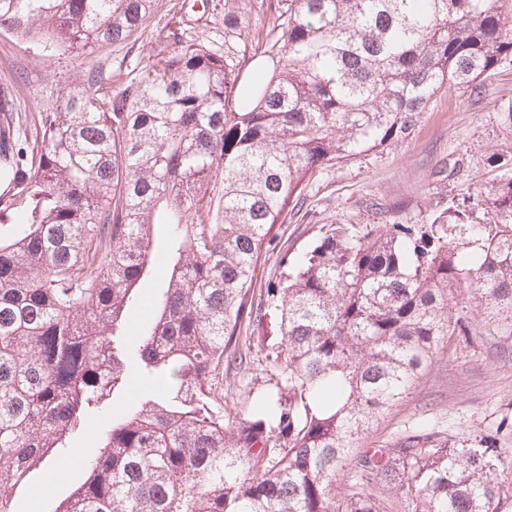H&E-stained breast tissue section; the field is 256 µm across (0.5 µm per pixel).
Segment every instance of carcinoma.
<instances>
[{
  "label": "carcinoma",
  "mask_w": 512,
  "mask_h": 512,
  "mask_svg": "<svg viewBox=\"0 0 512 512\" xmlns=\"http://www.w3.org/2000/svg\"><path fill=\"white\" fill-rule=\"evenodd\" d=\"M155 0H0V28L78 56L131 37ZM248 0H224V41ZM263 76L169 30L174 49L101 99L79 82L34 142L0 87V512H503L506 452L415 425L358 441L440 349L512 336V176L423 224H336L251 292L302 184L405 138L448 89L512 64V0H268ZM481 211L486 224H471ZM167 231L159 235V227ZM470 238L459 241L463 227ZM170 262L150 321L138 286ZM278 319L269 336L270 311ZM138 336L129 343V336ZM265 352L280 385L211 410L219 367ZM145 382L115 404L131 374ZM94 430L86 459L65 453ZM81 463L56 500L37 472Z\"/></svg>",
  "instance_id": "1"
}]
</instances>
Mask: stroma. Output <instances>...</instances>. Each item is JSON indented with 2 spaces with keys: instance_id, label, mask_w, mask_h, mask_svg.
<instances>
[{
  "instance_id": "35a3bbf8",
  "label": "stroma",
  "mask_w": 512,
  "mask_h": 512,
  "mask_svg": "<svg viewBox=\"0 0 512 512\" xmlns=\"http://www.w3.org/2000/svg\"><path fill=\"white\" fill-rule=\"evenodd\" d=\"M173 25L185 38L224 53V0H156L127 41L82 56L48 53L0 29V85L13 90L17 124L32 126L43 107L62 101L72 83L92 73L103 78L99 97L111 96L137 77L147 60L170 52L167 32ZM511 109L512 65L506 64L483 79L479 94L438 93L411 133L391 148L316 172L304 185L301 206L286 215L263 251L255 290L285 275L282 257L301 255L329 225L379 223L372 203L405 223L419 224L479 182L512 175V126L502 119ZM264 366L265 354L256 349L240 382L230 383L224 371H216L211 409L244 411L251 394L273 390L277 379ZM505 418L512 419V339L482 335L467 348L441 350L408 398L361 445L376 447L425 422L447 433L449 442L481 448L490 438L512 451V430L498 428Z\"/></svg>"
}]
</instances>
